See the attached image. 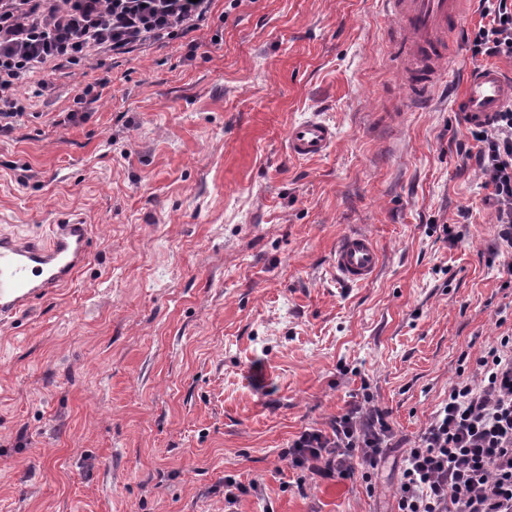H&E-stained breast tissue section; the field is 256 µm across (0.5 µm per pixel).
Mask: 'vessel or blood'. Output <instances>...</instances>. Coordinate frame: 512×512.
<instances>
[{"label": "vessel or blood", "instance_id": "vessel-or-blood-1", "mask_svg": "<svg viewBox=\"0 0 512 512\" xmlns=\"http://www.w3.org/2000/svg\"><path fill=\"white\" fill-rule=\"evenodd\" d=\"M388 17L397 22L407 62L425 87H436L448 76L444 44L458 33L470 10L469 0H382ZM512 105V78L485 65L469 71L461 94L451 103L462 126L492 125ZM336 141L334 126L314 113L288 130V154L311 160L326 155ZM92 228L80 221L58 219L46 239L30 240L0 233V318L26 310L32 301L70 284L88 260ZM381 265L380 250L366 233L342 237L332 258L337 276L349 284L371 281Z\"/></svg>", "mask_w": 512, "mask_h": 512}]
</instances>
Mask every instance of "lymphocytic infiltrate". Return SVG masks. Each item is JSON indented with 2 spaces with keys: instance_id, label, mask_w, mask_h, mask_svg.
I'll list each match as a JSON object with an SVG mask.
<instances>
[{
  "instance_id": "obj_1",
  "label": "lymphocytic infiltrate",
  "mask_w": 512,
  "mask_h": 512,
  "mask_svg": "<svg viewBox=\"0 0 512 512\" xmlns=\"http://www.w3.org/2000/svg\"><path fill=\"white\" fill-rule=\"evenodd\" d=\"M214 0H0V131L23 115L18 91L46 85L37 73L91 64L197 30ZM476 53L512 58V0H490L473 32ZM458 145L491 190L497 241L512 251V107ZM395 436L370 393L338 417L332 435L303 431L284 454L289 468L371 480ZM396 512H512V335L498 337L456 382L404 451Z\"/></svg>"
}]
</instances>
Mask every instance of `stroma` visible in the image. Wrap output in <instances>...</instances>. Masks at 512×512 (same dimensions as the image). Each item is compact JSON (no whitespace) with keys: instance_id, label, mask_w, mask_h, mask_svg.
<instances>
[{"instance_id":"stroma-1","label":"stroma","mask_w":512,"mask_h":512,"mask_svg":"<svg viewBox=\"0 0 512 512\" xmlns=\"http://www.w3.org/2000/svg\"><path fill=\"white\" fill-rule=\"evenodd\" d=\"M472 12L456 79L487 64ZM379 0H215L199 30L49 85L0 133V230L94 227L73 284L0 320V512H392L399 449L460 373L512 334V255L447 89L416 104ZM106 79L87 120L59 124ZM318 112L323 157L291 158ZM372 235L349 285L337 241ZM369 383L394 428L375 492L298 478ZM259 494L224 505V478ZM336 141L334 126L318 113L296 122L288 130V155L311 160L326 155ZM380 265V250L374 239L364 232L349 233L336 244L332 266L343 282L367 283L377 275Z\"/></svg>"}]
</instances>
